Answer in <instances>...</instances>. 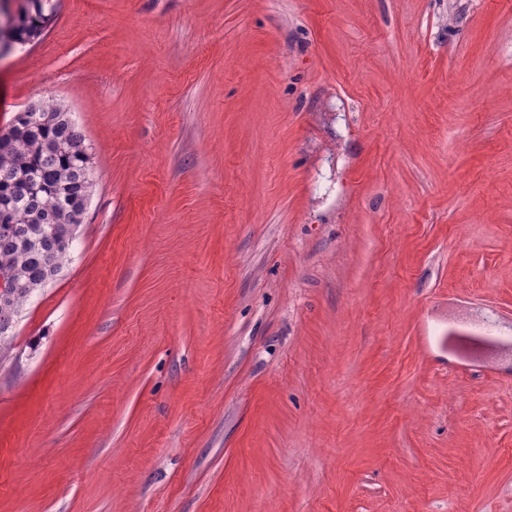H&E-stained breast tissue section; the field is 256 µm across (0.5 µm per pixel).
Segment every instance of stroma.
Returning a JSON list of instances; mask_svg holds the SVG:
<instances>
[{"label":"stroma","instance_id":"stroma-1","mask_svg":"<svg viewBox=\"0 0 512 512\" xmlns=\"http://www.w3.org/2000/svg\"><path fill=\"white\" fill-rule=\"evenodd\" d=\"M48 97L0 512H512V0H61L0 128ZM21 113L0 128V219L13 222L0 223V272L12 288L0 297L1 362L14 350L24 307L68 264L92 186L91 155L68 111L47 99L38 121Z\"/></svg>","mask_w":512,"mask_h":512}]
</instances>
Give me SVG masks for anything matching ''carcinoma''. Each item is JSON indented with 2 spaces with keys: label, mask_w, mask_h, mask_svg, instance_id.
<instances>
[{
  "label": "carcinoma",
  "mask_w": 512,
  "mask_h": 512,
  "mask_svg": "<svg viewBox=\"0 0 512 512\" xmlns=\"http://www.w3.org/2000/svg\"><path fill=\"white\" fill-rule=\"evenodd\" d=\"M57 0H21L13 14V44L38 39L56 20ZM41 117L17 114L0 135V272L10 295L0 297V361L14 350L24 307L68 264L70 236L85 215L91 155L68 111L52 99L39 103Z\"/></svg>",
  "instance_id": "carcinoma-1"
}]
</instances>
